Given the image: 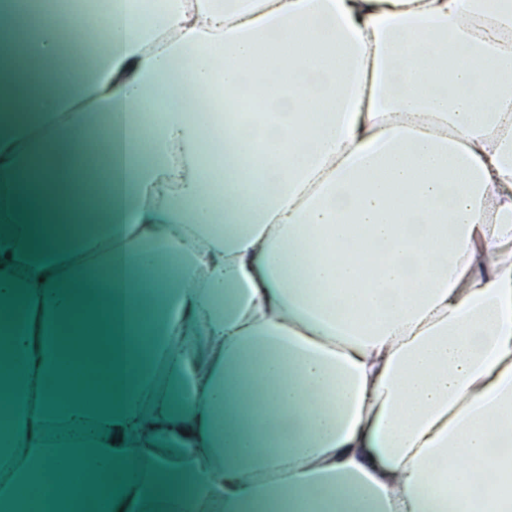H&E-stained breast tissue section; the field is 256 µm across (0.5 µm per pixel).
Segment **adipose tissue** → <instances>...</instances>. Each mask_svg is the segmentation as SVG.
Instances as JSON below:
<instances>
[{"label":"adipose tissue","mask_w":512,"mask_h":512,"mask_svg":"<svg viewBox=\"0 0 512 512\" xmlns=\"http://www.w3.org/2000/svg\"><path fill=\"white\" fill-rule=\"evenodd\" d=\"M73 30L0 59V512H512V0Z\"/></svg>","instance_id":"1"}]
</instances>
